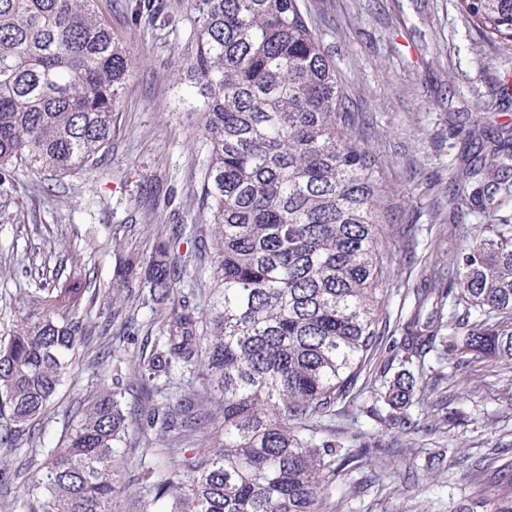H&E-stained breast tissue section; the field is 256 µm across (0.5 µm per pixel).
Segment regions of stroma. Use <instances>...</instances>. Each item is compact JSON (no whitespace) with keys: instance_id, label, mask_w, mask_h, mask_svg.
<instances>
[{"instance_id":"stroma-1","label":"stroma","mask_w":512,"mask_h":512,"mask_svg":"<svg viewBox=\"0 0 512 512\" xmlns=\"http://www.w3.org/2000/svg\"><path fill=\"white\" fill-rule=\"evenodd\" d=\"M169 22L131 25L125 0H98L100 16L125 40L134 68L106 160L60 176L21 169L0 185V336L35 312L45 282L92 280L88 333L75 351L78 367L42 424L17 436L10 458L40 470L44 451L59 446L81 402L120 378L132 420L120 480L128 491L115 512H157V451L165 442L147 426L150 402L133 358L149 357L167 306L142 289L112 285L119 256H148L175 224L211 241L202 207L208 146L198 113L180 104L188 90L183 66L191 51L184 0H167ZM315 32L351 99V110L379 158L391 203L383 240L393 254L387 327L356 386L336 402V435L353 458L340 465L342 512H465L478 490L512 487V367L487 361L456 366L427 357L428 383L411 410L416 429L384 423L374 398L377 372L400 341V318L428 266L447 265L448 186L462 131L512 123V101L496 81L512 70V52L483 42L456 0H304Z\"/></svg>"}]
</instances>
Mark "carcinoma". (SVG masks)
Masks as SVG:
<instances>
[{
    "instance_id": "carcinoma-1",
    "label": "carcinoma",
    "mask_w": 512,
    "mask_h": 512,
    "mask_svg": "<svg viewBox=\"0 0 512 512\" xmlns=\"http://www.w3.org/2000/svg\"><path fill=\"white\" fill-rule=\"evenodd\" d=\"M136 22L164 0H129ZM489 45L512 50V0H457ZM192 91L209 147L202 186L214 226L213 287L165 322L161 349L139 363L142 385L179 366L224 414L181 398L152 409L176 440L195 442L162 467V512H340L336 468L349 458L322 432L380 336L392 262L377 161L353 131L350 101L301 0H187ZM132 60L95 0H0V180L20 167L66 174L100 164L112 142ZM448 268L417 290L392 362L389 421L412 426L426 356L512 365V129L474 124L453 175ZM477 214L468 244L459 216ZM179 236L120 262L163 304L178 290ZM39 310L0 338V416L14 431L54 405L83 336V288L43 289ZM120 380L88 400L46 472L24 482L28 512H112L129 428Z\"/></svg>"
}]
</instances>
